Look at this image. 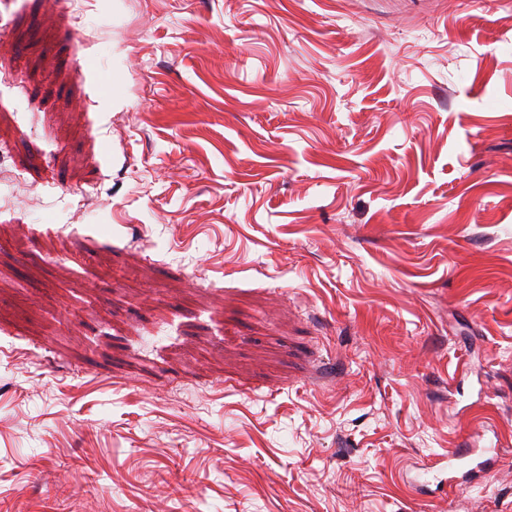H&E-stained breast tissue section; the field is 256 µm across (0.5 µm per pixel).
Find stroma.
Listing matches in <instances>:
<instances>
[{
	"instance_id": "stroma-1",
	"label": "stroma",
	"mask_w": 512,
	"mask_h": 512,
	"mask_svg": "<svg viewBox=\"0 0 512 512\" xmlns=\"http://www.w3.org/2000/svg\"><path fill=\"white\" fill-rule=\"evenodd\" d=\"M0 150V512H512V0H0ZM456 448L448 455V477L444 478L448 496L475 480L485 479L493 471L499 455V448H490L491 456H486V448Z\"/></svg>"
}]
</instances>
